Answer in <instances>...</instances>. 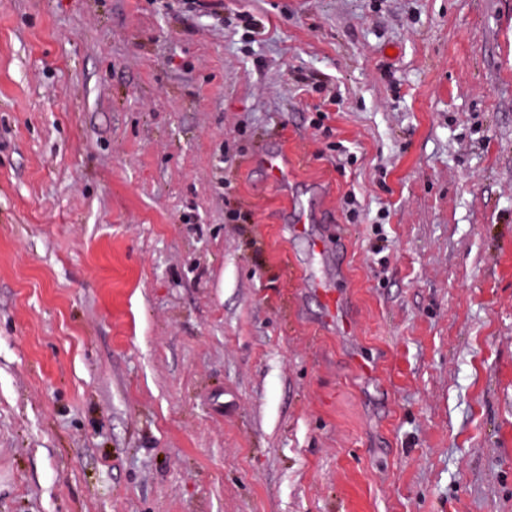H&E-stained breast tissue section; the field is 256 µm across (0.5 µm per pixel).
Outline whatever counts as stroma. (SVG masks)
<instances>
[{
  "mask_svg": "<svg viewBox=\"0 0 512 512\" xmlns=\"http://www.w3.org/2000/svg\"><path fill=\"white\" fill-rule=\"evenodd\" d=\"M222 2L0 0V512H512V0ZM263 166L274 183L280 186H287L292 177V168L280 152H271L265 155Z\"/></svg>",
  "mask_w": 512,
  "mask_h": 512,
  "instance_id": "35a3bbf8",
  "label": "stroma"
}]
</instances>
